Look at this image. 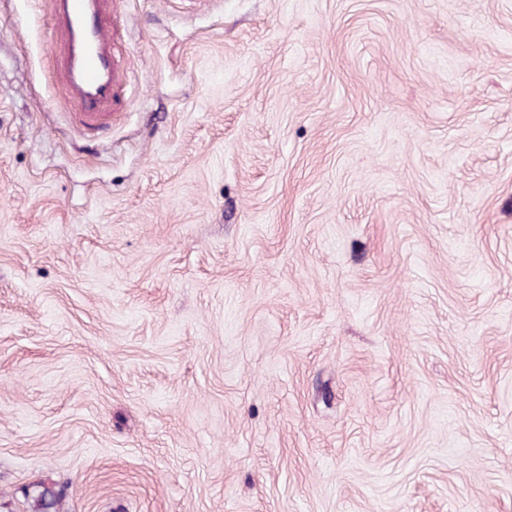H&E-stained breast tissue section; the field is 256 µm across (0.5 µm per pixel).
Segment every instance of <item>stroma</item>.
I'll return each instance as SVG.
<instances>
[{
	"label": "stroma",
	"mask_w": 512,
	"mask_h": 512,
	"mask_svg": "<svg viewBox=\"0 0 512 512\" xmlns=\"http://www.w3.org/2000/svg\"><path fill=\"white\" fill-rule=\"evenodd\" d=\"M0 0V512H512V0H112L87 137ZM63 490L54 484L39 482L25 489L30 500L31 512H60Z\"/></svg>",
	"instance_id": "stroma-1"
}]
</instances>
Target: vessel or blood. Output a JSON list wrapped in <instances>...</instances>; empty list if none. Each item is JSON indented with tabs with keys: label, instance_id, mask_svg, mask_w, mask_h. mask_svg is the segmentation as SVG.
<instances>
[{
	"label": "vessel or blood",
	"instance_id": "obj_1",
	"mask_svg": "<svg viewBox=\"0 0 512 512\" xmlns=\"http://www.w3.org/2000/svg\"><path fill=\"white\" fill-rule=\"evenodd\" d=\"M111 0H51L49 59L62 96L78 122L100 132L112 124L119 84L113 58Z\"/></svg>",
	"mask_w": 512,
	"mask_h": 512
}]
</instances>
